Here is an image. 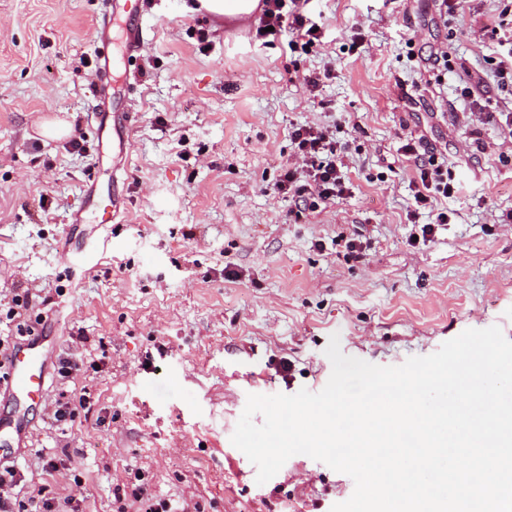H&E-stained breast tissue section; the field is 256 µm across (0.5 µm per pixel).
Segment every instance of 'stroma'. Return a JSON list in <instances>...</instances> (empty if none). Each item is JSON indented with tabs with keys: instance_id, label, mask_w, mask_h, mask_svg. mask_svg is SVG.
<instances>
[{
	"instance_id": "1",
	"label": "stroma",
	"mask_w": 512,
	"mask_h": 512,
	"mask_svg": "<svg viewBox=\"0 0 512 512\" xmlns=\"http://www.w3.org/2000/svg\"><path fill=\"white\" fill-rule=\"evenodd\" d=\"M193 3L139 0L147 36L133 61L112 22V75L130 112L116 161L97 146L92 91L109 0H0V336L15 334L7 313L24 288L45 318L49 363L71 336L88 338L77 380L49 372L38 404L1 395L0 413L28 422L15 461L26 491L81 492L83 512H112L115 486L138 477L201 512H331L354 491L348 475L297 454L260 485L231 436L248 395L325 387L331 335L379 366L468 329L495 325L512 340V223L496 221L512 212V141L499 122L469 124L460 95L477 75L512 108L495 77L501 49L483 34L512 0H467L445 19L432 0H308L323 36L306 53L258 40V14ZM437 49L447 63L430 59ZM324 70L310 98L305 79ZM300 124L335 127L348 190L297 218L270 186L296 159ZM409 135L447 150L464 188L448 202L454 222L425 243L409 239L433 220L427 208L407 217L415 170L398 147ZM114 192L125 208L96 223L93 195ZM339 235L359 239L363 257ZM66 248L80 266L67 268ZM83 389L88 417L60 432L56 399ZM42 451L70 455L82 487L42 474Z\"/></svg>"
}]
</instances>
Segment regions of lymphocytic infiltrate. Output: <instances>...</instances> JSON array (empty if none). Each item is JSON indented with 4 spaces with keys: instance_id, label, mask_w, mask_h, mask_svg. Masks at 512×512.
<instances>
[{
    "instance_id": "f902f5d3",
    "label": "lymphocytic infiltrate",
    "mask_w": 512,
    "mask_h": 512,
    "mask_svg": "<svg viewBox=\"0 0 512 512\" xmlns=\"http://www.w3.org/2000/svg\"><path fill=\"white\" fill-rule=\"evenodd\" d=\"M260 25L272 27L277 36L289 31L288 46L293 50L309 49L322 38L316 21L302 11L300 0H262ZM291 137L297 145V159L283 168L273 184L274 191L291 197L298 206L310 211L321 203L342 197L347 190L342 176L346 147L337 141L334 131L326 126L299 125L292 128ZM400 150L415 166L416 177L412 182L415 207L459 194L446 154L426 147L423 139L413 137L405 139ZM24 480L17 466L0 464V512H80L78 498L57 500L45 486L28 497H18L16 489ZM112 512H198V506L184 498L159 499L145 486L127 485L115 489Z\"/></svg>"
}]
</instances>
